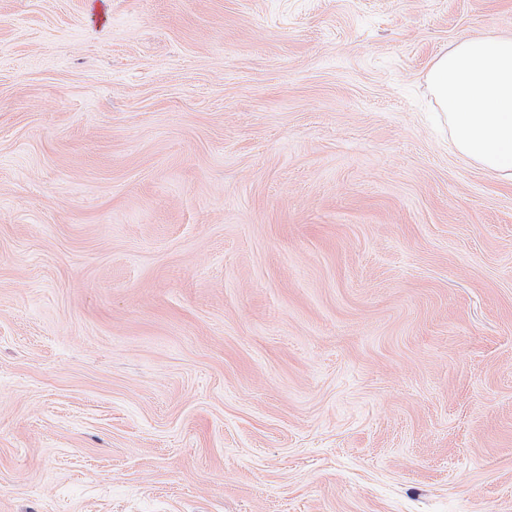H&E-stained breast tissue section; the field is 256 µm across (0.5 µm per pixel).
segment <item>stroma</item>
I'll list each match as a JSON object with an SVG mask.
<instances>
[{
	"label": "stroma",
	"instance_id": "1",
	"mask_svg": "<svg viewBox=\"0 0 512 512\" xmlns=\"http://www.w3.org/2000/svg\"><path fill=\"white\" fill-rule=\"evenodd\" d=\"M512 0H0V512H512V185L431 60Z\"/></svg>",
	"mask_w": 512,
	"mask_h": 512
}]
</instances>
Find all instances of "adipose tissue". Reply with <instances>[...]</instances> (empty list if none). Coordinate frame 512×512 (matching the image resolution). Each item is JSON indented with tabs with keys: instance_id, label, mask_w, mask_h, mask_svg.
<instances>
[{
	"instance_id": "obj_1",
	"label": "adipose tissue",
	"mask_w": 512,
	"mask_h": 512,
	"mask_svg": "<svg viewBox=\"0 0 512 512\" xmlns=\"http://www.w3.org/2000/svg\"><path fill=\"white\" fill-rule=\"evenodd\" d=\"M425 81L457 150L512 183V35L461 39Z\"/></svg>"
}]
</instances>
